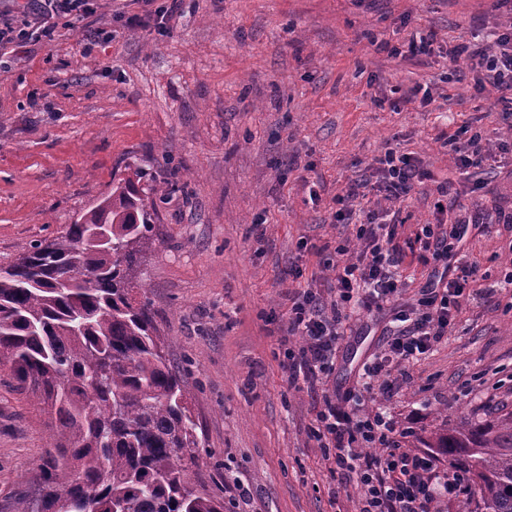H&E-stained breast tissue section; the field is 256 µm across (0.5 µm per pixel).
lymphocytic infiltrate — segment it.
I'll return each mask as SVG.
<instances>
[{"label": "lymphocytic infiltrate", "instance_id": "lymphocytic-infiltrate-1", "mask_svg": "<svg viewBox=\"0 0 512 512\" xmlns=\"http://www.w3.org/2000/svg\"><path fill=\"white\" fill-rule=\"evenodd\" d=\"M455 53L478 73V88L512 96L511 33L500 35L495 48L472 50L462 43ZM378 164L383 188L395 200L407 198L422 176L412 157L391 148ZM473 230L472 224L459 222L422 227L436 267L420 290L417 306L393 311L383 351L365 366L367 377L379 378L391 365L419 360L447 336L463 302L492 296V289L475 287L476 267L458 258ZM358 236L363 247L336 270L331 309H324L320 297L306 290L288 310L287 333L302 339L298 349L285 351L292 379L309 380L330 369L344 309L382 310L403 286L399 268L405 255L395 241L394 225L371 221L361 225ZM393 432L386 413L364 408L361 395L349 391L339 403H326L316 414L313 433L328 440L341 482L359 487V512H441L447 498L469 495L465 468L447 467L434 456L400 447Z\"/></svg>", "mask_w": 512, "mask_h": 512}]
</instances>
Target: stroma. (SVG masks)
Listing matches in <instances>:
<instances>
[{
  "mask_svg": "<svg viewBox=\"0 0 512 512\" xmlns=\"http://www.w3.org/2000/svg\"><path fill=\"white\" fill-rule=\"evenodd\" d=\"M95 8L57 21L52 40L0 49V262L59 236L113 180L137 179L156 216L133 296L149 299L182 374L210 491L224 512H358V488L339 482L309 428L337 392L361 388L389 314L345 320L332 370L294 385L288 307L307 289L331 305L336 248H357L370 215L398 226L395 306L417 303L426 282L419 225L481 215L488 231L464 248L479 286L512 267V121L452 55L465 41L493 46L512 0H181L160 25L137 24L142 0ZM428 32L431 53H411ZM473 133L492 152L476 172L453 161ZM388 147L424 171L403 201L376 183ZM355 180L364 194L346 200ZM396 377L365 398L405 448L459 416L512 408V290L463 304ZM46 422L0 367V512H28Z\"/></svg>",
  "mask_w": 512,
  "mask_h": 512,
  "instance_id": "35a3bbf8",
  "label": "stroma"
}]
</instances>
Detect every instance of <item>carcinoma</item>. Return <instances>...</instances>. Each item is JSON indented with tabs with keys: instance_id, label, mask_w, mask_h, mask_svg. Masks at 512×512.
<instances>
[{
	"instance_id": "carcinoma-1",
	"label": "carcinoma",
	"mask_w": 512,
	"mask_h": 512,
	"mask_svg": "<svg viewBox=\"0 0 512 512\" xmlns=\"http://www.w3.org/2000/svg\"><path fill=\"white\" fill-rule=\"evenodd\" d=\"M151 228L137 183L120 179L64 234L0 264V366L51 417L31 512H224L181 374L132 296ZM421 444L468 469L464 512H512V409Z\"/></svg>"
}]
</instances>
